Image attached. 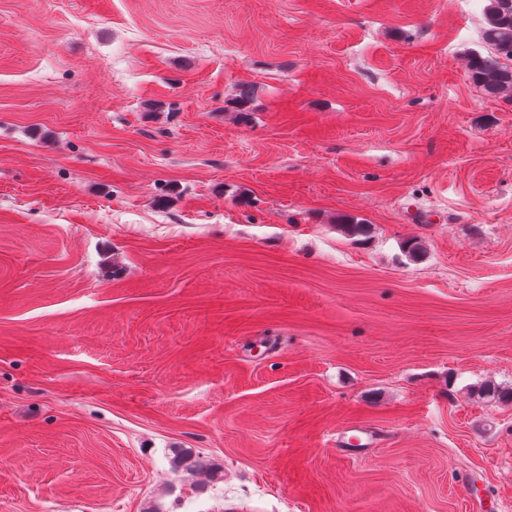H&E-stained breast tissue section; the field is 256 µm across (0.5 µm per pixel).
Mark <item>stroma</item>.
Here are the masks:
<instances>
[{"label":"stroma","mask_w":512,"mask_h":512,"mask_svg":"<svg viewBox=\"0 0 512 512\" xmlns=\"http://www.w3.org/2000/svg\"><path fill=\"white\" fill-rule=\"evenodd\" d=\"M484 26L0 0V512H512V403L477 394L512 387ZM351 425L380 443L342 457Z\"/></svg>","instance_id":"1"}]
</instances>
